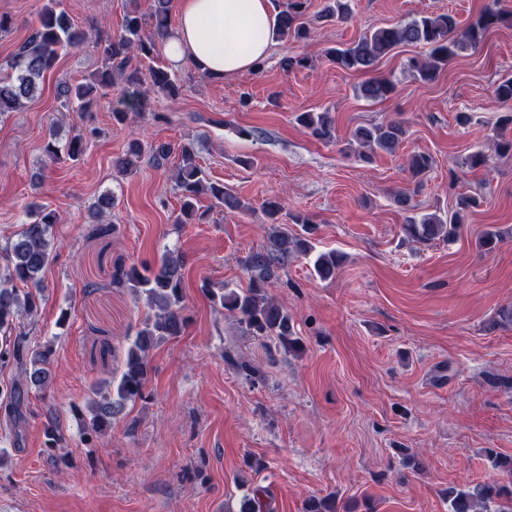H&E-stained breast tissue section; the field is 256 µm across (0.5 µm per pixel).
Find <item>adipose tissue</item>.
<instances>
[{
    "label": "adipose tissue",
    "mask_w": 512,
    "mask_h": 512,
    "mask_svg": "<svg viewBox=\"0 0 512 512\" xmlns=\"http://www.w3.org/2000/svg\"><path fill=\"white\" fill-rule=\"evenodd\" d=\"M177 15L163 41L168 62L191 61L217 81L253 69L272 44V0H178Z\"/></svg>",
    "instance_id": "obj_1"
}]
</instances>
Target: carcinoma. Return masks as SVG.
Segmentation results:
<instances>
[{"mask_svg": "<svg viewBox=\"0 0 512 512\" xmlns=\"http://www.w3.org/2000/svg\"><path fill=\"white\" fill-rule=\"evenodd\" d=\"M171 2L154 0V9L147 16L137 7L129 6L119 33L104 35L97 32L91 42L101 66L75 85L60 84L62 107L87 111L107 95V89L117 78L125 84L122 98L112 109L113 118L120 122L129 112L149 110V92L152 90L169 97L178 96L179 83L167 69L155 63L159 41L171 27ZM308 9V0H289L287 9L277 14L275 39L286 43L306 40L318 26L344 20L349 15L348 0H324L321 10L314 15L309 14ZM504 20L501 13L488 9L461 29L450 13L422 15L407 22L377 27L355 43L330 50L328 59L344 71L369 72L383 56L398 47L419 44L428 48L427 54L409 58L406 66L420 80L430 82L449 60L463 52L477 50L486 35ZM146 26L153 28V36L143 34ZM86 42V33L73 26L65 11L60 9V0H46L37 23L30 27L26 39L7 61L6 73L0 76V118L20 111L27 101L37 96L44 75L54 66L59 52L79 48ZM134 55L140 58L142 66L129 67ZM394 89L391 80L375 78L362 83L358 93L366 100L375 101L389 97ZM296 122L320 141L333 140V120L328 112H301L296 116ZM407 133L405 121L397 119L360 125L353 131V137L359 146L366 148L363 158L370 159L379 151L395 152ZM84 142L80 133L69 138L62 147L50 141L45 147V155L51 163L60 159L62 153L76 161L83 153ZM143 152L140 140H130L124 155L115 162L116 169L121 173L136 169ZM173 155L178 156L176 181L183 197L175 223H195V203L202 194L208 195L219 208L247 209L232 190L207 178L197 162V152L192 144L186 143L177 149L169 144L151 148V160L157 168L165 167ZM432 167L433 159L426 154H413L408 161L409 172L418 182ZM263 213L269 226L268 243L263 250L253 252L247 258V269L252 273L248 288L226 285L209 290V295L214 303L239 317L247 333L275 337L288 348L296 343L293 320L279 302L266 294L265 285L279 278V272L291 260L313 253L316 224L305 215L284 211L280 201L273 198L265 202ZM26 218L27 222L21 224L18 232L0 249L4 260L3 274L0 275V332L3 333L0 364L15 371V379L6 386L9 401L4 408V417L16 434L20 433L24 422L22 406L28 389L48 386L53 356L51 346L32 342L27 333L16 331V325L21 316L33 317L40 308L45 289L42 274L57 258L52 238L59 215L43 205L32 203L26 207ZM460 223L458 212L449 216L432 213L419 219L407 217L403 230L408 239L428 244L438 239H454ZM290 224L301 225L303 233L289 230ZM341 261V254L334 250L320 251L313 259L312 272L323 281L333 279ZM184 270V257L174 251L161 254L154 270H141L134 264L128 266L120 256L113 263V282L130 289L138 298L145 297L150 312L138 325L130 342L116 388L108 385L106 390L96 391L97 398L88 406L84 418L88 433H105L127 403L144 398L150 374L149 352L159 342L182 335L187 322L183 304ZM20 284L25 290L18 288ZM45 421L52 447L62 445L64 438L58 419L50 408L45 413ZM486 457L495 477L468 489L448 488V512H512V456L489 451ZM241 512H266L263 490L257 489L253 496L245 498Z\"/></svg>", "mask_w": 512, "mask_h": 512, "instance_id": "obj_1", "label": "carcinoma"}]
</instances>
